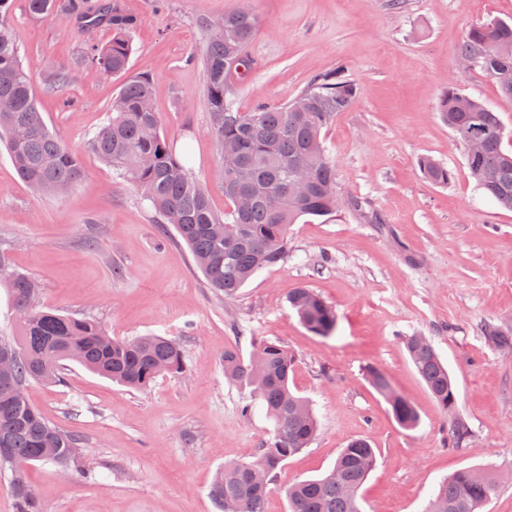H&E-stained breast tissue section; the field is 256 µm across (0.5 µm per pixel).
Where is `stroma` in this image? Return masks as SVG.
I'll return each mask as SVG.
<instances>
[{
  "label": "stroma",
  "mask_w": 512,
  "mask_h": 512,
  "mask_svg": "<svg viewBox=\"0 0 512 512\" xmlns=\"http://www.w3.org/2000/svg\"><path fill=\"white\" fill-rule=\"evenodd\" d=\"M133 13L127 74L90 65L91 46L112 38L77 19H36L11 0L8 21L45 122L81 158L85 178L67 195H38L0 150V253L39 285L38 308L101 321L111 336L176 341L181 375L131 390L66 363L60 382H30V402L74 435L81 458L69 475L27 469L48 512H215L219 468L256 460L273 423L248 388L224 376L225 349L249 357L261 339L294 354L291 387L319 429L308 448L275 470L267 512H289L288 488L319 477L349 440L367 438L377 464L360 489L362 512H423L439 483L487 469L498 489L483 512H512V353L495 349L484 324L512 328V210L477 190L437 103L447 84L497 112L512 149V98L483 70L458 62L468 28L512 21V0H112ZM248 7L260 27L252 61L235 80L240 111L294 98L344 67L357 85L351 107L323 130L342 198L366 201L334 220L303 218L288 231L284 262L232 299L208 288L183 242L88 146L128 77L147 73L161 130L188 151L215 212L224 179L210 130L203 67L207 21ZM66 75L56 87L57 75ZM428 156L452 173L425 178ZM312 289L336 313V331L312 335L288 305ZM427 337L454 382L457 415L471 442L454 447L448 415L404 346ZM381 369L419 414L399 426L368 380Z\"/></svg>",
  "instance_id": "1"
}]
</instances>
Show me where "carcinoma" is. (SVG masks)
<instances>
[{
  "label": "carcinoma",
  "mask_w": 512,
  "mask_h": 512,
  "mask_svg": "<svg viewBox=\"0 0 512 512\" xmlns=\"http://www.w3.org/2000/svg\"><path fill=\"white\" fill-rule=\"evenodd\" d=\"M34 18L78 15L83 22L112 28V39L91 47L88 61L112 74L125 73L133 52L131 30L136 17L113 7L112 0L85 5L79 0H26ZM10 0H0V142L19 178L42 194L64 193L84 178L80 158L48 129L33 93L29 69L23 66L16 33L5 20ZM260 25L247 7L224 14L207 24L210 32L203 53L204 77L211 133L220 152L228 209L215 213L202 184L186 163L176 157L160 131L150 81L145 73L122 86L110 108L109 121L90 139L91 149L116 175L137 187L150 202L159 223L172 225L191 252L209 287L227 298L259 271L277 265L288 253V229L298 219L331 218L336 204V169L321 137L336 117L357 98L356 84L342 71L313 80L291 101L262 105L251 112L235 108L228 95L232 79L249 69L247 48ZM460 59L485 71L501 94L512 98V24L491 20L469 28L459 48ZM438 110L458 140L474 128L483 132L475 155H466L477 187L505 209L512 210V152L502 147L504 128L498 115L480 100L448 84ZM418 165L425 177L446 184L451 172L430 158ZM0 277L20 324L17 340H0V347L16 350L15 386L0 385V469L11 471L18 512H43L29 486L24 468L34 462L70 465L79 453L77 440L51 424L22 395L29 381H59L62 363L75 362L87 370L131 389H145L167 367L173 376L184 372L183 353L171 339L139 336L118 339L97 321L74 318L34 306L36 284L22 273L8 271L0 255ZM305 328L327 338L336 330L334 310L315 292L298 288L288 296ZM487 336L501 350L512 351V330L490 326ZM409 357L432 396L451 419L456 447L470 441L466 425L455 417L456 395L448 369L424 336L405 340ZM224 375L252 394L266 409L273 429L254 462H232L219 469L208 496L218 512H265L268 488L255 485L250 471L271 478L278 466L307 448L318 431L310 402L289 387L295 360L278 341L253 343L249 359L227 349ZM370 381L385 399L396 422L405 429L417 426L419 415L403 396L391 390L386 375L369 369ZM376 465L368 440L349 441L324 476L300 481L288 489L290 512H361L359 491ZM486 481L469 470L443 481L425 512H481L497 491L491 472Z\"/></svg>",
  "instance_id": "obj_1"
}]
</instances>
